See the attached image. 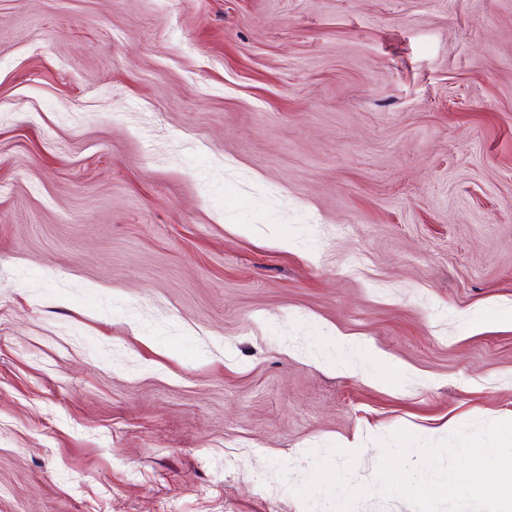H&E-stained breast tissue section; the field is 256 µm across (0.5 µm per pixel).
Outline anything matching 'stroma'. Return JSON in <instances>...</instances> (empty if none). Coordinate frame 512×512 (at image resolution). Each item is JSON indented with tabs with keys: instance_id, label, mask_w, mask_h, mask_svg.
<instances>
[{
	"instance_id": "obj_1",
	"label": "stroma",
	"mask_w": 512,
	"mask_h": 512,
	"mask_svg": "<svg viewBox=\"0 0 512 512\" xmlns=\"http://www.w3.org/2000/svg\"><path fill=\"white\" fill-rule=\"evenodd\" d=\"M509 419L512 0H0V512Z\"/></svg>"
}]
</instances>
